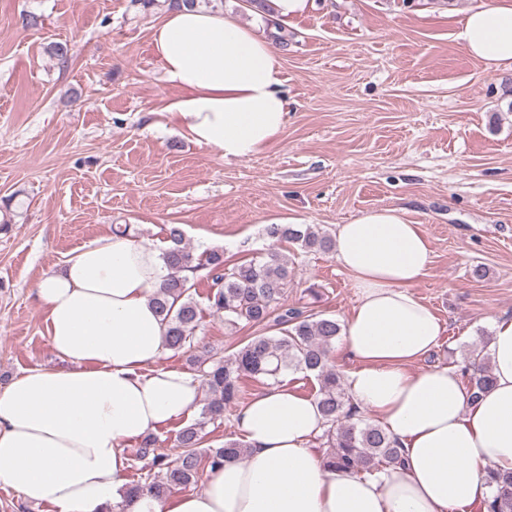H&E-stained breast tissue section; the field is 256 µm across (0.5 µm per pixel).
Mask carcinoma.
Masks as SVG:
<instances>
[{
  "instance_id": "carcinoma-1",
  "label": "carcinoma",
  "mask_w": 512,
  "mask_h": 512,
  "mask_svg": "<svg viewBox=\"0 0 512 512\" xmlns=\"http://www.w3.org/2000/svg\"><path fill=\"white\" fill-rule=\"evenodd\" d=\"M265 232L271 239L296 244L305 250L323 253L335 250V237L312 224H270ZM163 260L169 275L153 304L166 327L165 349L180 352L193 347L201 309L192 288L201 270L210 281L208 306L224 314L225 322L261 325L272 319L277 334L255 335L227 357L209 351L191 357L190 362L207 393L200 417L179 430L176 447L180 452L173 460L159 450V439L153 434L130 449L132 464L146 472V477L143 482L125 487L124 499L143 492L161 499L175 487L196 483L201 464L216 468L224 465L226 459L243 458L247 446L238 440H227L217 448L202 447L206 425L224 419V410L236 405L246 381L276 382L288 370L305 372L319 382L316 399L327 428L318 439L326 447L323 452L326 467L361 474L400 463L401 450L396 441L381 425L359 414L341 376L328 365L341 325L332 317L307 315L283 303L292 276L287 255L271 252L227 269L224 251L211 250L195 256L185 242L182 227L172 224L168 228V247ZM464 373L468 375V393L474 400L493 381L487 345L470 353ZM488 479L494 491L487 512H512V473L504 475L490 468Z\"/></svg>"
}]
</instances>
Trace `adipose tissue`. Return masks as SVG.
Masks as SVG:
<instances>
[{"mask_svg": "<svg viewBox=\"0 0 512 512\" xmlns=\"http://www.w3.org/2000/svg\"><path fill=\"white\" fill-rule=\"evenodd\" d=\"M460 39L487 69H512V0L467 11ZM152 42L179 90L163 109L179 134L225 159L280 139L283 64L254 26L183 6L154 25ZM163 251L107 233L38 283L50 347L71 366L30 370L0 390V485L25 502L110 512L124 503L127 448L195 410L201 379L156 365ZM336 258L357 294L342 325L353 361L346 390L399 443L401 465L371 475L326 468L310 446L325 428L316 399L278 383L234 417L245 459L206 470L202 491L143 495L126 512H483L493 494L488 470L512 472V318L495 321L494 383L470 400L456 370L412 368L444 334L413 291L431 262L421 225L399 207L363 211L337 225Z\"/></svg>", "mask_w": 512, "mask_h": 512, "instance_id": "ef3b65f1", "label": "adipose tissue"}]
</instances>
